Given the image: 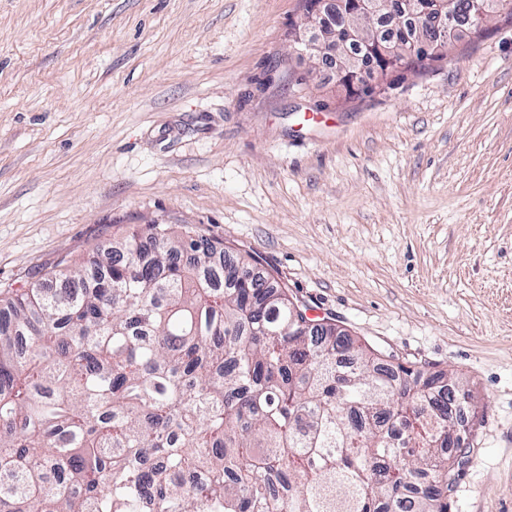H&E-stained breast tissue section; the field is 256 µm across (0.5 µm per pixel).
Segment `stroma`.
<instances>
[{
  "instance_id": "stroma-1",
  "label": "stroma",
  "mask_w": 512,
  "mask_h": 512,
  "mask_svg": "<svg viewBox=\"0 0 512 512\" xmlns=\"http://www.w3.org/2000/svg\"><path fill=\"white\" fill-rule=\"evenodd\" d=\"M304 0H0V292L138 226L254 257L480 413L448 512H512V9L357 91Z\"/></svg>"
}]
</instances>
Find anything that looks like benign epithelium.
<instances>
[{
    "mask_svg": "<svg viewBox=\"0 0 512 512\" xmlns=\"http://www.w3.org/2000/svg\"><path fill=\"white\" fill-rule=\"evenodd\" d=\"M400 13L421 19L416 37L399 23L387 35L366 26L373 18L388 20ZM488 14V0H469L472 25L483 23ZM453 21L452 0H319L307 13L311 38L305 49L319 63L336 66L339 80L348 83L368 66L381 73L436 55Z\"/></svg>",
    "mask_w": 512,
    "mask_h": 512,
    "instance_id": "7a95c632",
    "label": "benign epithelium"
}]
</instances>
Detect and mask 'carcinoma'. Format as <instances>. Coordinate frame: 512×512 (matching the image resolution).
Instances as JSON below:
<instances>
[{
  "mask_svg": "<svg viewBox=\"0 0 512 512\" xmlns=\"http://www.w3.org/2000/svg\"><path fill=\"white\" fill-rule=\"evenodd\" d=\"M5 300L0 512H448L472 391L332 326L189 224Z\"/></svg>",
  "mask_w": 512,
  "mask_h": 512,
  "instance_id": "obj_1",
  "label": "carcinoma"
}]
</instances>
